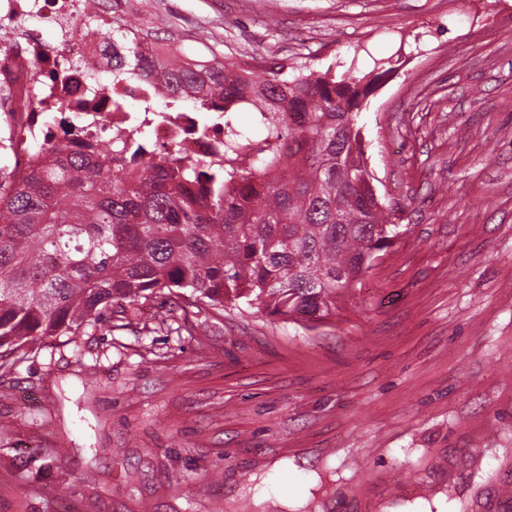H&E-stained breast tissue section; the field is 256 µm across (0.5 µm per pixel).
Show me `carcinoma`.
Wrapping results in <instances>:
<instances>
[{"mask_svg": "<svg viewBox=\"0 0 512 512\" xmlns=\"http://www.w3.org/2000/svg\"><path fill=\"white\" fill-rule=\"evenodd\" d=\"M139 44L112 49L117 72L148 77ZM174 58L167 101L224 113V155L179 170L160 154L42 148L23 178L0 177V348L76 334L117 303L164 289L224 307L244 302L283 321L323 324L354 295L396 237L357 126L372 85L349 70L255 81L202 54ZM256 112L264 136L236 124ZM254 156L237 166L239 151Z\"/></svg>", "mask_w": 512, "mask_h": 512, "instance_id": "obj_1", "label": "carcinoma"}]
</instances>
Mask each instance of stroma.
I'll use <instances>...</instances> for the list:
<instances>
[{
  "mask_svg": "<svg viewBox=\"0 0 512 512\" xmlns=\"http://www.w3.org/2000/svg\"><path fill=\"white\" fill-rule=\"evenodd\" d=\"M264 72L389 73L399 234L335 322L113 304L0 358V512H512V0H120Z\"/></svg>",
  "mask_w": 512,
  "mask_h": 512,
  "instance_id": "1",
  "label": "stroma"
}]
</instances>
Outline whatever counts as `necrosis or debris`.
<instances>
[{"mask_svg": "<svg viewBox=\"0 0 512 512\" xmlns=\"http://www.w3.org/2000/svg\"><path fill=\"white\" fill-rule=\"evenodd\" d=\"M43 26L55 30V42L41 38ZM111 38V8L91 13L86 0H0V157L8 177L24 175L40 162L41 146L61 137L106 149L144 140L142 160L156 150L175 169L188 154L223 151V113L154 111L153 102L165 96L164 46L144 40L142 55L154 62L145 81L117 76L103 83L72 66L73 56H102ZM20 90L33 95L31 107L20 106ZM130 99L144 110L127 111Z\"/></svg>", "mask_w": 512, "mask_h": 512, "instance_id": "4bbe7bcc", "label": "necrosis or debris"}]
</instances>
